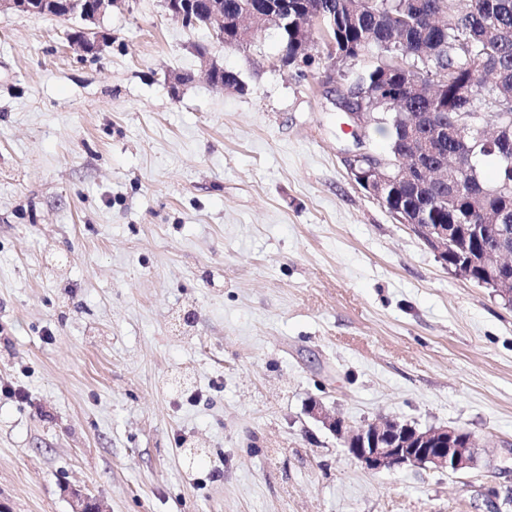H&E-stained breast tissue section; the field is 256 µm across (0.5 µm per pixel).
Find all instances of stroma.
I'll return each mask as SVG.
<instances>
[{
  "mask_svg": "<svg viewBox=\"0 0 512 512\" xmlns=\"http://www.w3.org/2000/svg\"><path fill=\"white\" fill-rule=\"evenodd\" d=\"M78 26L0 14V512H512V308L355 183L386 140L356 147L325 67L162 0L93 55ZM316 402L468 430L477 463L368 471ZM162 2L167 13L180 20L186 27L195 23V16L200 12V0H163ZM198 59L201 67V71L204 73L208 83L212 86L219 87L224 90V85L227 84L232 86L235 90L242 92L243 90L238 87L239 81L237 77H240L239 73L233 70H224V66L215 61L208 54H198ZM224 72V84L219 81H214L216 76L221 72Z\"/></svg>",
  "mask_w": 512,
  "mask_h": 512,
  "instance_id": "stroma-1",
  "label": "stroma"
}]
</instances>
